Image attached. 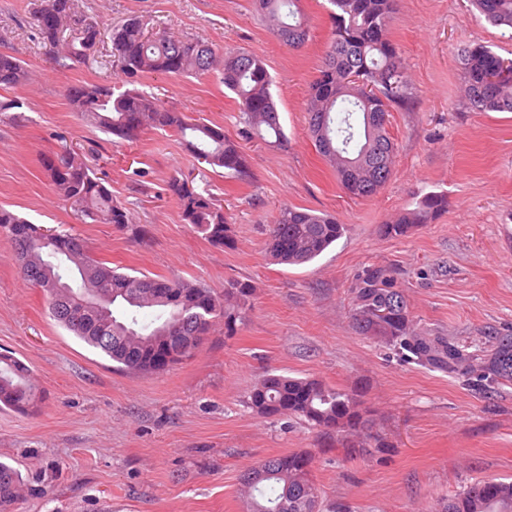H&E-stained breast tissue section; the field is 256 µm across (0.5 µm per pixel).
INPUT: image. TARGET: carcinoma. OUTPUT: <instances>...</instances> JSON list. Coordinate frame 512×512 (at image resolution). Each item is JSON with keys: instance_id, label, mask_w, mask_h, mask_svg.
<instances>
[{"instance_id": "obj_1", "label": "carcinoma", "mask_w": 512, "mask_h": 512, "mask_svg": "<svg viewBox=\"0 0 512 512\" xmlns=\"http://www.w3.org/2000/svg\"><path fill=\"white\" fill-rule=\"evenodd\" d=\"M328 2L333 39L311 85L308 130L343 190L368 198L391 175L394 143L386 132V116L392 107L411 103V87L404 61L386 36L393 0ZM296 3L256 0L262 18L289 47L302 45L308 37ZM473 4L490 24L512 29V0H473ZM33 21L40 39L62 66L83 63L94 53L99 27L77 16L73 0H41ZM112 45L125 77L122 91L103 85L65 89L75 111L102 132L133 140L148 129L172 130L198 163L223 168L240 180L251 178L250 160L238 141L138 88L147 74L201 75L218 69L224 88L237 96L242 137L270 146L288 142L271 93L272 79L260 57L245 51L223 53L200 39L148 34L136 17L112 29ZM502 61L486 46L462 50L459 62L472 109L512 112V75L488 81ZM25 78L20 61L1 51L0 87L14 86ZM43 166L57 193L74 211L101 224L123 227L129 223L112 191L79 154L47 158ZM168 190L177 198L183 219L205 239L218 247L234 246L231 217L210 194L195 190L181 172L170 178ZM447 206L444 195L428 193L395 222L380 225L379 232L387 238L406 237ZM0 231L12 241L21 278L43 291L52 317L128 372L156 373L189 357L219 320L224 321L225 334L233 335L236 321L251 305L253 286L248 282H230L218 294L199 283L120 272L86 255L77 235L46 234L42 227L3 208ZM344 231L345 226L330 215L283 206L269 227L267 252L280 264L303 265L336 243ZM357 294L355 324L361 334L397 345L433 368L465 374L479 370L497 380L512 379L511 338L497 339L491 356L481 358L444 336L414 331L401 291L381 269L367 272ZM42 399L26 370L0 358V404L25 412ZM247 404L267 419L304 422L359 453L384 447L358 390L268 373L250 390ZM313 462L307 450L259 460L241 477L248 512L319 509L320 492L310 478ZM19 484L18 473L0 463V512L14 501ZM438 512H512V481L485 479L466 485L438 503Z\"/></svg>"}]
</instances>
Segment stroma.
Returning a JSON list of instances; mask_svg holds the SVG:
<instances>
[{"mask_svg": "<svg viewBox=\"0 0 512 512\" xmlns=\"http://www.w3.org/2000/svg\"><path fill=\"white\" fill-rule=\"evenodd\" d=\"M36 6L0 0V51L28 71L25 82L0 88V207L78 234L89 255L123 272L218 293L240 280L254 294L234 335L216 323L180 364L130 373L50 317L0 233V353L25 362L44 393L29 411L0 408V461L22 477L15 512H247L243 472L301 449L315 456L311 477L323 503L351 512H433L466 484L512 479V382L404 359L353 328L358 280L380 267L416 329L483 357L491 337L512 336V112L470 109L458 61L477 44L512 59L502 28L480 19L470 0H395L387 36L414 103L389 112L393 173L360 199L344 192L308 131L309 87L332 37L327 0H300L308 38L297 48L282 43L254 0H74L101 40L87 63L71 68L45 54L31 25ZM131 17L264 60L288 143H247L251 180L198 166L172 131L126 141L74 111L65 86L123 85L110 35ZM141 88L238 138L241 114L219 72L149 74ZM66 148L81 152L129 224L83 222L61 199L42 160ZM180 171L232 215L234 248L213 246L183 221L167 190ZM430 192L447 195L446 212L408 237L380 235L379 225ZM285 205L333 215L345 232L310 263L274 264L266 240ZM268 370L360 390L383 450L350 458L345 448L323 447L302 422L286 427L253 414L247 394Z\"/></svg>", "mask_w": 512, "mask_h": 512, "instance_id": "35a3bbf8", "label": "stroma"}]
</instances>
